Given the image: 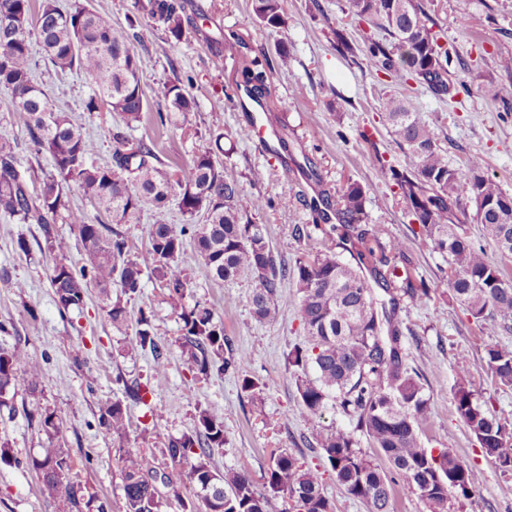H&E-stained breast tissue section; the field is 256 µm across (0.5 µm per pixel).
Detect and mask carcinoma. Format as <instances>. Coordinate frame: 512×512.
Here are the masks:
<instances>
[{
  "mask_svg": "<svg viewBox=\"0 0 512 512\" xmlns=\"http://www.w3.org/2000/svg\"><path fill=\"white\" fill-rule=\"evenodd\" d=\"M355 18L366 22L381 37L367 45V56L376 70L396 82L413 80L437 95L458 93L448 80V49L439 43L434 21L418 0H351ZM187 0H135L138 16L163 29L176 41L190 25ZM253 12L267 28L285 24L282 0H252ZM32 0H0V85L11 89L12 112L25 128L37 151L47 154L55 173L45 177L40 191L30 190L25 173L16 166L14 146L0 140V215L22 224H37L45 239L54 240L55 258L50 282L59 309H80L88 290L96 288L105 300L106 315L115 328L128 322L121 296L140 292L144 270L168 289V300L182 322L180 355L190 371L209 375L214 371L237 372L242 388L261 391L247 374L245 351L224 356L228 346L224 324L208 305L184 303L189 288L188 270L204 268L212 278L227 283L241 280L255 284L250 305L259 323L277 320L288 296L282 288L292 282L300 294L299 311L307 343L295 346L288 362L296 367L295 385L302 409L319 413L334 401L342 413L356 421L389 465L384 471L358 443L351 431L320 433L315 443L331 466L336 483L345 494L366 503L371 512H389L396 473L429 512H465L478 487L480 471L464 465L453 453L435 454L422 447L420 435L431 421L429 398L419 374L404 362V336L397 319L398 299L377 312L371 284L390 292L396 282L415 299L428 295L402 277L395 264L407 242H382V232L358 229L364 214L367 191L357 182L336 189V200L321 197V220L334 214L345 231L355 235L357 262L332 250L311 258H299L293 266L279 260L271 248L265 227L256 216L271 201L247 194L224 176V167L214 158L222 150V133L209 134L213 146L198 150L186 165L165 167L155 147L133 136L150 104L143 95L142 60L131 42L128 26L112 24V18L90 8L86 0H73L61 9L56 0H42L36 21L38 42L52 66L63 73L79 72L95 90L86 110L95 112L107 103L120 117L112 130V162L95 160L96 146L75 122L71 113L56 107L34 80L37 61L33 53L29 22ZM227 49L243 57L242 68L224 96L245 92L259 106L271 96L274 64L265 54L245 58L246 43L236 34L223 35ZM165 108L156 110L155 122L178 126L193 110L179 77L165 91ZM383 114L407 157L405 168H389V182L407 204L421 236L451 259L450 286L456 299L476 320L495 316L512 320V280L489 261L484 247L459 231L455 209L467 199L493 203L474 209L473 220L482 226L483 237L502 255H512V194L486 175L483 160L471 156L467 172L448 165L445 149L437 144L428 120L395 97L382 101ZM77 185L104 211L108 222L93 223L68 205L67 190ZM186 217V223H170V201ZM150 209V248L146 257H128L120 224H139L144 209ZM76 226L84 257L81 266L69 263L68 243L54 238L53 225ZM120 294L111 296V289ZM132 351L151 354L154 368L163 370L168 350L156 339L151 316L139 310L135 335L128 342ZM485 362L498 384L512 388V350L498 345L485 349ZM34 379L40 364L17 341L0 344V407L17 385L18 374ZM456 411L487 457L512 469V439L508 424L493 417L489 409L473 400L467 370L457 373L454 383ZM47 435L59 430V420L50 410L29 413ZM106 434L123 438L128 422L123 405L115 400L100 407ZM224 447V420L204 411L193 433L169 443L165 454L183 469L185 481L194 485L195 500L188 512H272L273 502L286 495L297 512H333L322 491V474L307 469L288 452L273 458L266 490L255 489L249 476L239 470L217 471L214 452ZM41 473L44 491L67 502L69 512H106L97 495L79 493L68 480L71 469L68 449L56 445L42 449L31 461ZM155 460L131 451L123 459L125 512H161L162 498L183 502L182 482L171 478L156 485Z\"/></svg>",
  "mask_w": 512,
  "mask_h": 512,
  "instance_id": "cac0c4a2",
  "label": "carcinoma"
}]
</instances>
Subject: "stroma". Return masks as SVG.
<instances>
[{
  "instance_id": "35a3bbf8",
  "label": "stroma",
  "mask_w": 512,
  "mask_h": 512,
  "mask_svg": "<svg viewBox=\"0 0 512 512\" xmlns=\"http://www.w3.org/2000/svg\"><path fill=\"white\" fill-rule=\"evenodd\" d=\"M134 2L92 0V5L110 14L114 23L133 24L132 43L145 61L142 88L152 108L164 107L165 87L173 78L184 79L185 92L194 101L185 123L200 132L199 138H190L147 117L135 137L152 142L164 163L186 164L202 148L203 136L223 132L231 147L219 156L225 176L246 192L275 200V208L261 212L257 221L265 225L275 253L289 263L329 248L346 259L353 255L351 243L340 232L327 235L315 229L309 203L318 190L332 194L346 182L360 183L367 192L360 228H380L385 239L406 240L398 264L409 271L414 285L430 290L421 300L401 298L398 311L406 338L405 362L420 372L430 399L432 420L422 444L448 449L481 472L482 482L466 512H512V471H502L483 455L456 411L453 390L457 368L466 367L475 401H490L496 418L512 425V388L500 387L482 360L487 346L512 348V321L488 334L456 300L448 282L447 254L423 240L397 187L385 179L386 170L403 168L406 157L390 135L381 108L387 96L403 99L426 116L453 168L465 170L470 156H480L486 172L512 193V0H470L477 24L467 35L457 0H422L450 53L451 79L466 87L452 99L376 73L361 48L374 31L353 20L348 0H284L286 24L278 29L258 23L251 0H191L204 7L206 16L174 44L162 29L137 18ZM223 32L239 34L252 56L274 55L279 45L287 49L288 64L274 78L268 110L243 95L225 98L224 86L236 76L241 59L213 44V37ZM340 33L358 44L355 56L337 50ZM34 76L96 142L97 162H110V131L118 117L106 105L96 112L86 110L92 87L85 77L56 72L44 59ZM490 83L499 90L497 99L482 92ZM11 100L10 90L0 86V138L13 143L18 164L36 189L52 166L46 154L36 153L27 132L14 124ZM270 112L288 126L289 155L262 146L254 133L255 127L267 126ZM306 156L319 182L285 176L284 165H295ZM254 169L265 172L262 182H251ZM297 224L312 225L310 236L295 237ZM21 239L26 249H19ZM51 267V246L38 225L0 215V269L10 274L9 281H0V341L21 339L41 366L36 379L19 377L11 408H0V442L10 450L9 463L0 462V512H67L62 500L43 491L38 473L29 465L51 442L24 415L39 407L63 421L56 440L69 450L70 482L107 501L109 512H124L125 451L153 455L159 471L178 478L180 470L165 448L169 440L195 430L203 410L224 420V446L214 455L218 470L246 472L262 491L274 456L287 451L306 467L323 470V492L334 512H368L364 503L349 498L337 485L314 443L320 432L354 431L353 422L332 403L315 415L300 406L294 369L288 363L289 351L305 339L293 286L285 288L288 305L278 320L261 324L251 313V283L217 281L201 267L191 271L186 302L210 304L231 348L251 353L247 370L261 386L255 401L242 390L237 375L206 378L184 365L177 347L182 323L166 301V289L155 280H145L141 292L123 303L133 316L142 309L151 311L157 339L170 351L162 371L155 370L150 354L126 348L128 334L108 322L98 291H91L83 309L60 313L50 286ZM133 383L146 387L143 399L126 394V386ZM116 399L129 422V434L121 440L106 436L99 425L100 405Z\"/></svg>"
}]
</instances>
